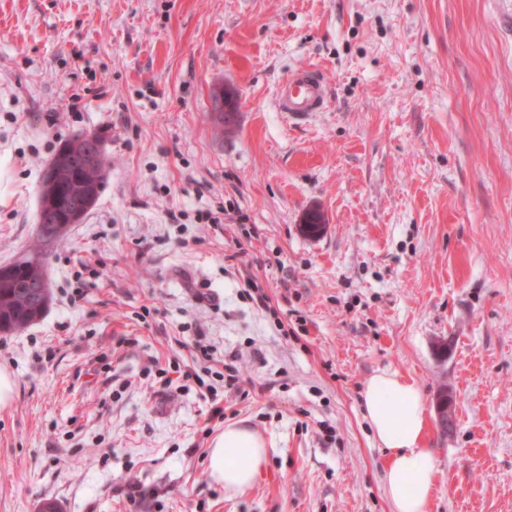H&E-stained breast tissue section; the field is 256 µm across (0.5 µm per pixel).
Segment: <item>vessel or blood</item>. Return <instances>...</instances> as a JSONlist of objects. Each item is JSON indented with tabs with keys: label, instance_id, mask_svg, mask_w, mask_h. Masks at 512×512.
<instances>
[{
	"label": "vessel or blood",
	"instance_id": "b4317fda",
	"mask_svg": "<svg viewBox=\"0 0 512 512\" xmlns=\"http://www.w3.org/2000/svg\"><path fill=\"white\" fill-rule=\"evenodd\" d=\"M329 99L327 82L322 72L314 66L288 72L277 86V109L291 120H302L324 111Z\"/></svg>",
	"mask_w": 512,
	"mask_h": 512
}]
</instances>
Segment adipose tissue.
<instances>
[{"label": "adipose tissue", "instance_id": "adipose-tissue-1", "mask_svg": "<svg viewBox=\"0 0 512 512\" xmlns=\"http://www.w3.org/2000/svg\"><path fill=\"white\" fill-rule=\"evenodd\" d=\"M362 409L376 443L387 452L385 488L392 512H427L436 461L424 446L427 406L421 388L399 373L381 371L367 383ZM267 456L260 434L230 425L208 450V475L225 491L242 494L257 481Z\"/></svg>", "mask_w": 512, "mask_h": 512}]
</instances>
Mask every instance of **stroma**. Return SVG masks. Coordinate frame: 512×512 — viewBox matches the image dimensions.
<instances>
[{"label":"stroma","mask_w":512,"mask_h":512,"mask_svg":"<svg viewBox=\"0 0 512 512\" xmlns=\"http://www.w3.org/2000/svg\"><path fill=\"white\" fill-rule=\"evenodd\" d=\"M305 66L330 102L291 123ZM81 132L98 201L46 257V314L0 334V512H390L361 409L384 369L426 399L428 512H512V0H0V264ZM200 346L240 382L148 376ZM238 422L269 448L242 495L207 474ZM330 93L322 72L314 66L294 69L279 82L276 91L278 112L288 120H302L324 111Z\"/></svg>","instance_id":"1"}]
</instances>
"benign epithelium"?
<instances>
[{"label": "benign epithelium", "mask_w": 512, "mask_h": 512, "mask_svg": "<svg viewBox=\"0 0 512 512\" xmlns=\"http://www.w3.org/2000/svg\"><path fill=\"white\" fill-rule=\"evenodd\" d=\"M103 153L104 143L99 135L76 134L44 168L40 181L41 208L38 222L43 251H48L71 225L81 223L87 212L96 204L104 178V172L98 168V160ZM71 166L86 170L89 181L83 186L66 217L60 218L57 215L60 179L62 172ZM30 287L33 292L32 305L35 308V313L30 318V322L33 323L45 314L51 301L52 292L47 273L40 272L38 277L30 282Z\"/></svg>", "instance_id": "7a95c632"}]
</instances>
